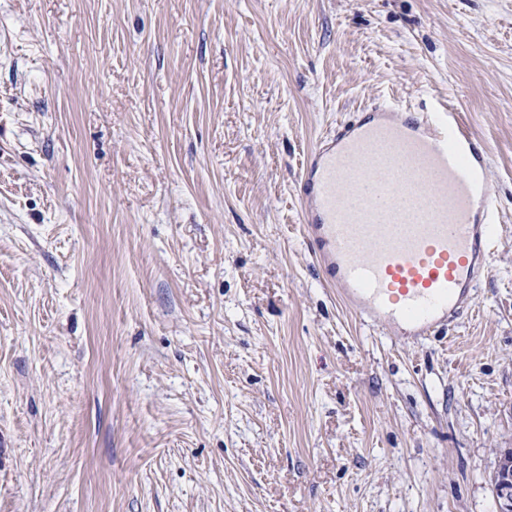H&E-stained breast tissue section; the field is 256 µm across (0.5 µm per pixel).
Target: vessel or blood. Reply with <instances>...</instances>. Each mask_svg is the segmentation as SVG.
I'll return each mask as SVG.
<instances>
[{
    "label": "vessel or blood",
    "instance_id": "1",
    "mask_svg": "<svg viewBox=\"0 0 512 512\" xmlns=\"http://www.w3.org/2000/svg\"><path fill=\"white\" fill-rule=\"evenodd\" d=\"M488 160L455 112L387 105L341 124L295 184L323 282L394 336L425 337L458 319L495 246Z\"/></svg>",
    "mask_w": 512,
    "mask_h": 512
}]
</instances>
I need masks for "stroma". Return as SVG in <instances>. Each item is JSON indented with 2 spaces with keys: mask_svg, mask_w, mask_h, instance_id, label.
Segmentation results:
<instances>
[{
  "mask_svg": "<svg viewBox=\"0 0 512 512\" xmlns=\"http://www.w3.org/2000/svg\"><path fill=\"white\" fill-rule=\"evenodd\" d=\"M392 104L489 147L492 271L396 339L294 186ZM512 0H0V512H495Z\"/></svg>",
  "mask_w": 512,
  "mask_h": 512,
  "instance_id": "stroma-1",
  "label": "stroma"
}]
</instances>
